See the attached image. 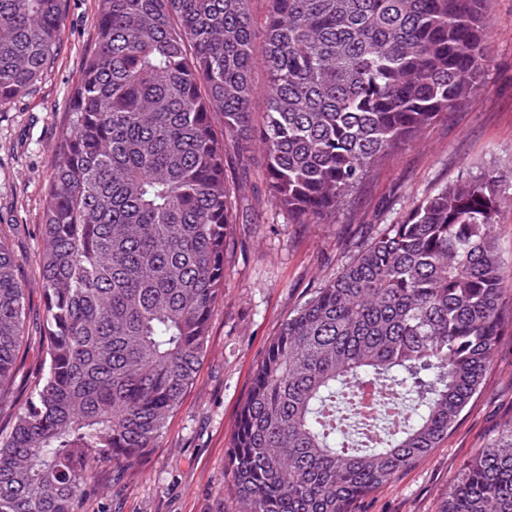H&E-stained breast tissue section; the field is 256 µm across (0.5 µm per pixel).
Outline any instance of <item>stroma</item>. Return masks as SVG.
<instances>
[{
	"label": "stroma",
	"instance_id": "35a3bbf8",
	"mask_svg": "<svg viewBox=\"0 0 512 512\" xmlns=\"http://www.w3.org/2000/svg\"><path fill=\"white\" fill-rule=\"evenodd\" d=\"M98 0H67L57 55L25 96L0 106V238L32 283L23 359L44 356L35 338L43 201L55 148L69 123L70 99L96 36ZM491 61L468 106L449 113L392 154L321 224H297L265 199L246 195L224 255V299L210 320L197 380L134 468L99 473L83 512H244L225 461L240 404L256 366L288 316L425 193L487 169L500 176L501 208L492 228L512 263V0H488ZM512 417V328L483 388L438 448L392 483L358 501L355 512H438L464 463Z\"/></svg>",
	"mask_w": 512,
	"mask_h": 512
}]
</instances>
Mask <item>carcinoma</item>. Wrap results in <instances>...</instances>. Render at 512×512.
Here are the masks:
<instances>
[{
	"label": "carcinoma",
	"mask_w": 512,
	"mask_h": 512,
	"mask_svg": "<svg viewBox=\"0 0 512 512\" xmlns=\"http://www.w3.org/2000/svg\"><path fill=\"white\" fill-rule=\"evenodd\" d=\"M66 0H0V105L57 54ZM99 0L44 197L45 357L0 438V512H81L194 384L255 141L266 201L317 222L383 158L461 108L487 62L486 0ZM265 76L263 88L256 71ZM496 176L420 198L287 320L241 404L227 470L246 512H353L448 436L512 291ZM29 288L0 240V404ZM439 512H512V417Z\"/></svg>",
	"instance_id": "obj_1"
}]
</instances>
